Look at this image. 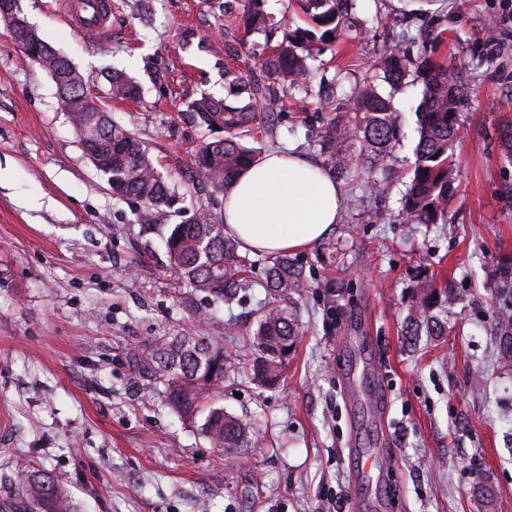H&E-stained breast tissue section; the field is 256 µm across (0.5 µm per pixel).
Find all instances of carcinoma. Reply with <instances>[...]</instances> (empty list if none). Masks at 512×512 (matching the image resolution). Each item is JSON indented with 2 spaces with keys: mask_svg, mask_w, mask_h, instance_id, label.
<instances>
[{
  "mask_svg": "<svg viewBox=\"0 0 512 512\" xmlns=\"http://www.w3.org/2000/svg\"><path fill=\"white\" fill-rule=\"evenodd\" d=\"M292 4L299 8L306 26L285 33L273 46L276 28L271 18L247 0L232 24L247 35H264V47L258 49L246 39L236 46L224 44V50L239 62L234 70L224 73L226 95L222 99L203 96L189 105L199 125L210 130L218 123L225 133L221 140L204 142L190 166L191 173L214 195L229 190L237 176L260 157V145L276 144L285 93L310 86L312 62L323 46L338 43L357 27L353 0H292ZM14 40L20 48L30 50L33 61H42L50 71L74 129H89L101 153L110 156L111 166L104 175L112 180L114 194L140 205L139 221L149 223L155 213L170 207L179 198L175 185L157 170L143 142L130 130L113 124L104 109L72 105L84 97L88 81L75 75L71 63L52 53L48 43L27 42L21 31ZM436 52L433 48L413 55L405 40L391 41L382 47L377 64L387 82H397L412 72L423 85L416 160L401 198L402 215L413 224L448 222L460 130L457 119L468 105L465 76L453 65L433 58ZM106 81L116 102L134 100L140 94L139 85L123 71H111ZM350 104L347 112L329 108L332 115L321 131V145L331 168L364 171L365 190L377 193L383 186L380 175L388 171V158L398 139L402 117L370 76L350 92ZM257 134L261 141L256 147L248 139ZM163 242L169 269L177 279L206 294L213 303L252 287L248 257L239 253L237 242L224 236V225L216 223L206 210L198 211L186 224L174 225ZM494 280L499 355L505 365L512 366V349L503 344V337H512L511 260L499 265ZM266 284L273 292L308 287L303 270L286 254L273 258ZM456 299L454 289L430 284L419 298L417 309L425 314L441 302ZM295 341L296 318L285 313L273 296L260 303L256 329L248 334V344L258 352L249 367L252 380L261 386L275 385ZM136 363L154 373L165 386L171 408L190 423L199 416L211 386L238 372L231 357L207 336H158L140 348ZM200 432L211 447L221 452L262 448L265 444V436L250 420L229 414L222 407H210ZM16 475L20 494L4 507L6 512H77L69 493L48 471L20 463Z\"/></svg>",
  "mask_w": 512,
  "mask_h": 512,
  "instance_id": "obj_1",
  "label": "carcinoma"
}]
</instances>
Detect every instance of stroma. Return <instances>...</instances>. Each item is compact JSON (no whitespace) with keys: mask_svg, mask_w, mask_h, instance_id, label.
Listing matches in <instances>:
<instances>
[{"mask_svg":"<svg viewBox=\"0 0 512 512\" xmlns=\"http://www.w3.org/2000/svg\"><path fill=\"white\" fill-rule=\"evenodd\" d=\"M238 0H112L106 33L87 37L55 0H22L28 21L90 84L112 68L141 87L107 102L118 125L177 178L200 144L222 138L189 105L224 96V8ZM358 27L325 46L318 75L353 85L381 45L401 35L413 50L437 33L470 85L460 112L454 195L444 224H410L400 198L415 162L422 85L380 83L403 114L385 191L341 180V224L294 253L308 288L282 296L299 324L275 387L249 374L212 387L208 401L247 416L268 447L219 453L180 420L165 392L139 372L134 348L165 333L207 336L241 349L268 296L271 257L254 253L253 288L210 306L162 266V231L210 207L209 189L139 223L135 200L113 194L85 155L50 73L0 23V502L15 493V464L53 472L78 512H512V371L499 360L494 269L512 258V0H357ZM327 112L295 91L281 115L280 147L309 158ZM455 289L433 308L440 336L406 325L422 286ZM376 451L362 498L353 453ZM494 491L486 503L476 482Z\"/></svg>","mask_w":512,"mask_h":512,"instance_id":"1","label":"stroma"}]
</instances>
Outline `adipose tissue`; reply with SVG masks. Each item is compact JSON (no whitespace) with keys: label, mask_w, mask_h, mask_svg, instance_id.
<instances>
[{"label":"adipose tissue","mask_w":512,"mask_h":512,"mask_svg":"<svg viewBox=\"0 0 512 512\" xmlns=\"http://www.w3.org/2000/svg\"><path fill=\"white\" fill-rule=\"evenodd\" d=\"M342 190L306 157L265 154L242 172L224 196V232L241 250L277 254L309 249L342 214Z\"/></svg>","instance_id":"obj_1"}]
</instances>
